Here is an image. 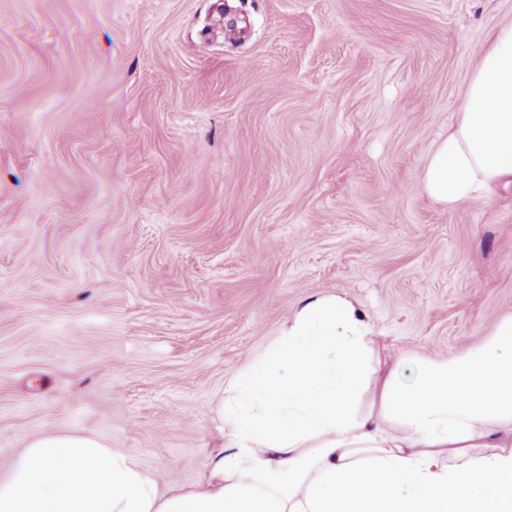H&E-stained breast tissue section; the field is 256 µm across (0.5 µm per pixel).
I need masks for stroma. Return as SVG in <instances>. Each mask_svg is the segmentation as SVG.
<instances>
[{"instance_id":"stroma-1","label":"stroma","mask_w":512,"mask_h":512,"mask_svg":"<svg viewBox=\"0 0 512 512\" xmlns=\"http://www.w3.org/2000/svg\"><path fill=\"white\" fill-rule=\"evenodd\" d=\"M512 0H0V472L94 433L172 488L312 296L388 365L512 312V186L428 152Z\"/></svg>"}]
</instances>
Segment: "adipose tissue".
Instances as JSON below:
<instances>
[{"label": "adipose tissue", "mask_w": 512, "mask_h": 512, "mask_svg": "<svg viewBox=\"0 0 512 512\" xmlns=\"http://www.w3.org/2000/svg\"><path fill=\"white\" fill-rule=\"evenodd\" d=\"M423 187L456 207L512 183V22L494 26ZM384 369L362 311L313 296L224 393V446L169 489L92 433L31 438L0 512H512V313L445 359Z\"/></svg>", "instance_id": "1"}]
</instances>
